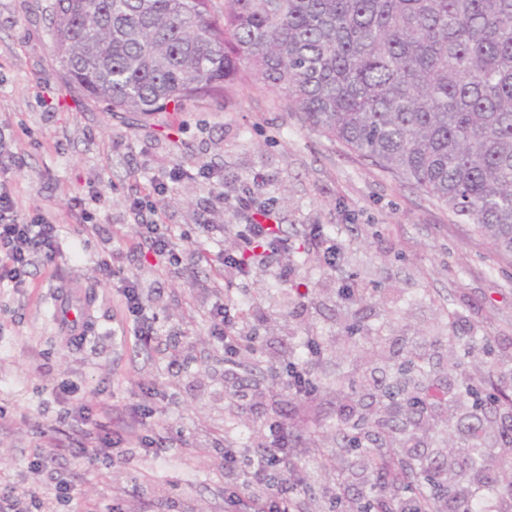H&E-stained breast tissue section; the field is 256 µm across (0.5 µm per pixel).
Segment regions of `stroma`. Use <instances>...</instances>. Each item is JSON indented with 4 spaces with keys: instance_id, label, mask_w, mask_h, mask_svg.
I'll return each instance as SVG.
<instances>
[{
    "instance_id": "35a3bbf8",
    "label": "stroma",
    "mask_w": 512,
    "mask_h": 512,
    "mask_svg": "<svg viewBox=\"0 0 512 512\" xmlns=\"http://www.w3.org/2000/svg\"><path fill=\"white\" fill-rule=\"evenodd\" d=\"M52 3L0 0V163L19 215L47 212L81 248L48 265L34 260L22 290L0 287V483L36 485L39 512H67L57 500L63 482L84 503L114 504L120 512H225V449L260 451L267 423L279 418L296 434L292 457L306 463L301 476L309 488L294 495V512H331L336 484L314 459L333 445L337 376L359 366L360 392L372 394L371 372H389L391 359L423 335L433 342L431 379L456 393L463 375L448 364L456 336L492 337V354L477 355L481 363L512 353V259L413 182L306 127L260 85L240 83L222 100L194 99L150 119L86 101L62 78ZM202 167L209 178L197 177ZM178 168L187 178L154 205L180 235L182 262L154 269L134 248L142 217L129 202ZM92 188L101 201L90 199ZM247 192L292 238L286 261L314 293L304 304L264 265L245 288L210 287L212 273L196 250L203 244L218 252L234 241L235 225L245 221L238 201ZM203 224L218 227L205 243ZM311 224L334 232L336 269L313 258ZM106 258L119 275L145 279L149 342L138 339L132 316L102 281L98 266ZM349 282L368 288L369 297L345 303L340 289ZM58 290L91 306L80 337L51 319ZM226 295L249 305L244 331L258 336L257 357L275 375L307 339L323 338L327 350L309 399L259 380L246 357L225 356L210 333L209 309ZM452 315L455 331L448 328ZM353 322L383 330L387 361L348 356L340 336ZM65 385L77 387L93 409L111 408L113 431L130 429L127 404L153 407L151 433L166 449L152 455L129 448L121 463L79 457L96 432L68 413ZM48 445L54 461L31 469L37 449Z\"/></svg>"
}]
</instances>
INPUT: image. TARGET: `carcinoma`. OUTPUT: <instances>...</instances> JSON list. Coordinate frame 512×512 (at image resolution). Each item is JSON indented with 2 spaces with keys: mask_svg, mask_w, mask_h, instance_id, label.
Returning a JSON list of instances; mask_svg holds the SVG:
<instances>
[{
  "mask_svg": "<svg viewBox=\"0 0 512 512\" xmlns=\"http://www.w3.org/2000/svg\"><path fill=\"white\" fill-rule=\"evenodd\" d=\"M51 38L66 84L110 112L145 118L193 98L224 99L256 80L332 141L414 182L512 257V0H54ZM426 342L380 380L381 398L408 407L385 420H336V456L363 453L374 482L357 512H512V415L494 443L488 406L504 390L467 379L473 402L456 429L467 451L408 449L409 408L430 426L442 397Z\"/></svg>",
  "mask_w": 512,
  "mask_h": 512,
  "instance_id": "1",
  "label": "carcinoma"
}]
</instances>
